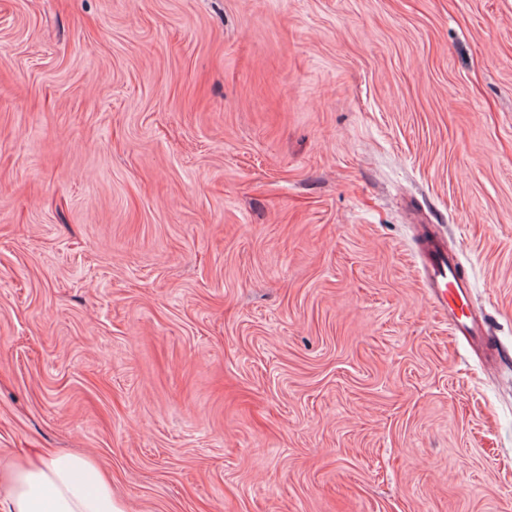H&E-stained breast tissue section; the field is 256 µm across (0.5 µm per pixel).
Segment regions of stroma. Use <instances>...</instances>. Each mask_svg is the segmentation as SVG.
Segmentation results:
<instances>
[{"label":"stroma","instance_id":"obj_1","mask_svg":"<svg viewBox=\"0 0 512 512\" xmlns=\"http://www.w3.org/2000/svg\"><path fill=\"white\" fill-rule=\"evenodd\" d=\"M512 0H0V469L127 512H512ZM419 247V280L434 308L442 315H448L451 335L472 348L485 349L486 361L501 363L504 352L499 349L488 351L486 325L470 312L469 285L459 271L455 256L448 253L442 241L430 230L429 234L422 232ZM3 480L2 512H125L109 480L84 456L55 454Z\"/></svg>","mask_w":512,"mask_h":512}]
</instances>
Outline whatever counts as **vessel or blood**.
<instances>
[{
  "label": "vessel or blood",
  "instance_id": "b4317fda",
  "mask_svg": "<svg viewBox=\"0 0 512 512\" xmlns=\"http://www.w3.org/2000/svg\"><path fill=\"white\" fill-rule=\"evenodd\" d=\"M419 247V280L434 308L447 316L452 336L484 351L486 361L501 363L503 352L488 350L486 327L470 312L469 285L461 275L454 255L448 253L442 241L431 233L421 236Z\"/></svg>",
  "mask_w": 512,
  "mask_h": 512
}]
</instances>
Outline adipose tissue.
<instances>
[{
    "instance_id": "adipose-tissue-1",
    "label": "adipose tissue",
    "mask_w": 512,
    "mask_h": 512,
    "mask_svg": "<svg viewBox=\"0 0 512 512\" xmlns=\"http://www.w3.org/2000/svg\"><path fill=\"white\" fill-rule=\"evenodd\" d=\"M0 481V512H125L109 480L84 456L55 454Z\"/></svg>"
}]
</instances>
